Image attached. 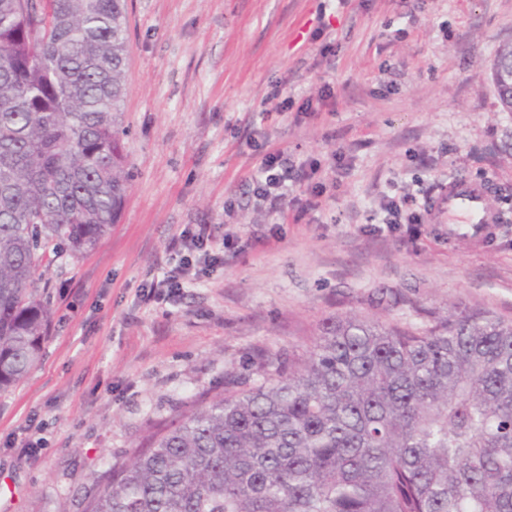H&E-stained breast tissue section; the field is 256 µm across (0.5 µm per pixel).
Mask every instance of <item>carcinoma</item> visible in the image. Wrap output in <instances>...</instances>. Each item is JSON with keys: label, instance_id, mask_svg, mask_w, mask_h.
Here are the masks:
<instances>
[{"label": "carcinoma", "instance_id": "cac0c4a2", "mask_svg": "<svg viewBox=\"0 0 512 512\" xmlns=\"http://www.w3.org/2000/svg\"><path fill=\"white\" fill-rule=\"evenodd\" d=\"M124 0H0V392L39 362V268L79 258L130 181ZM115 461L81 512H512V321L321 319Z\"/></svg>", "mask_w": 512, "mask_h": 512}]
</instances>
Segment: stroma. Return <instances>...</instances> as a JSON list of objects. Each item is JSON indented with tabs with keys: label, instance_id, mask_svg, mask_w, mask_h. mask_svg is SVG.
Returning a JSON list of instances; mask_svg holds the SVG:
<instances>
[{
	"label": "stroma",
	"instance_id": "obj_1",
	"mask_svg": "<svg viewBox=\"0 0 512 512\" xmlns=\"http://www.w3.org/2000/svg\"><path fill=\"white\" fill-rule=\"evenodd\" d=\"M126 17L127 197L95 250L41 269L54 316L39 364L0 393V512H77L106 462L200 394L258 382L262 352L304 351L326 316L512 319V112L491 80L512 0H127ZM279 81L313 111L276 112ZM266 145L319 162L318 206L299 186L277 212L248 202ZM458 175L490 182L507 216L486 240L430 218L369 232L383 203L421 212ZM187 224L240 251L148 302ZM33 413L42 449L25 461Z\"/></svg>",
	"mask_w": 512,
	"mask_h": 512
}]
</instances>
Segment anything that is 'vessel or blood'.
<instances>
[{"mask_svg":"<svg viewBox=\"0 0 512 512\" xmlns=\"http://www.w3.org/2000/svg\"><path fill=\"white\" fill-rule=\"evenodd\" d=\"M490 186L485 182L459 176L445 187L436 201L433 214L451 225L454 235L481 238L491 226L502 223V214L488 202Z\"/></svg>","mask_w":512,"mask_h":512,"instance_id":"vessel-or-blood-1","label":"vessel or blood"}]
</instances>
